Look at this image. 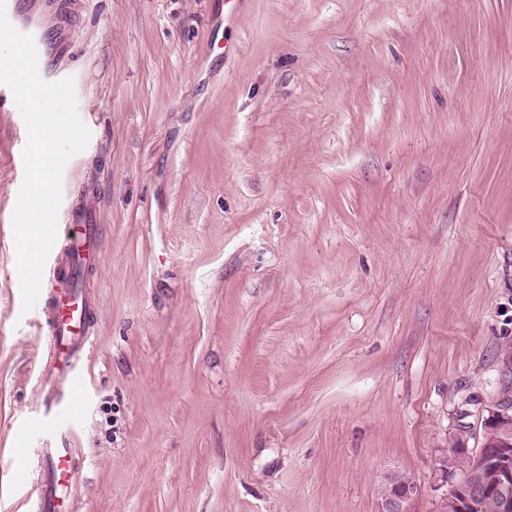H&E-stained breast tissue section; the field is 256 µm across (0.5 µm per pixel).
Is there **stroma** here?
<instances>
[{"instance_id":"obj_1","label":"stroma","mask_w":512,"mask_h":512,"mask_svg":"<svg viewBox=\"0 0 512 512\" xmlns=\"http://www.w3.org/2000/svg\"><path fill=\"white\" fill-rule=\"evenodd\" d=\"M38 61L88 147L57 233L100 227L77 411L40 414L46 297L12 219L0 84V512L72 448L73 512H437L512 347V0H72ZM420 489V483L410 472L399 467L387 469L379 485L375 511L410 512Z\"/></svg>"}]
</instances>
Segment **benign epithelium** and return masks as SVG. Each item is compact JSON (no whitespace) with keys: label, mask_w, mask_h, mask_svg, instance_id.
Segmentation results:
<instances>
[{"label":"benign epithelium","mask_w":512,"mask_h":512,"mask_svg":"<svg viewBox=\"0 0 512 512\" xmlns=\"http://www.w3.org/2000/svg\"><path fill=\"white\" fill-rule=\"evenodd\" d=\"M480 448H468L469 433L460 431L451 450H442L437 471L450 483L439 505L451 512H512V383L485 405ZM420 483L408 471H385L379 485L376 512H411Z\"/></svg>","instance_id":"1"}]
</instances>
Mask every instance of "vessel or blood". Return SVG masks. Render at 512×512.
I'll return each mask as SVG.
<instances>
[{"label":"vessel or blood","mask_w":512,"mask_h":512,"mask_svg":"<svg viewBox=\"0 0 512 512\" xmlns=\"http://www.w3.org/2000/svg\"><path fill=\"white\" fill-rule=\"evenodd\" d=\"M6 12L17 30L35 34L37 22L23 0H6ZM97 238V225H72L65 239L55 241L51 249L53 262L43 273L42 284L49 292L50 323L49 366L42 380L46 389L42 409L47 413L61 406L70 409L78 404L74 380L87 342L89 308L75 286L74 267L76 261L85 262L93 257ZM44 459V470L35 478L38 512H72L69 501L60 496L59 486L73 476L74 449L49 448Z\"/></svg>","instance_id":"obj_1"}]
</instances>
